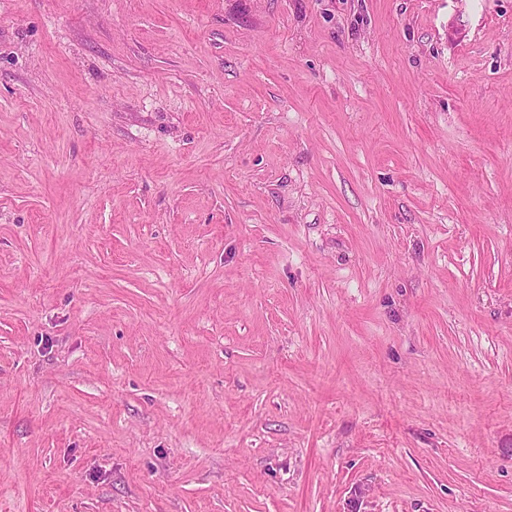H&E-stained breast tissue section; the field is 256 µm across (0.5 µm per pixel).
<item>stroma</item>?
Instances as JSON below:
<instances>
[{
    "mask_svg": "<svg viewBox=\"0 0 512 512\" xmlns=\"http://www.w3.org/2000/svg\"><path fill=\"white\" fill-rule=\"evenodd\" d=\"M0 512H512V0H0Z\"/></svg>",
    "mask_w": 512,
    "mask_h": 512,
    "instance_id": "1",
    "label": "stroma"
}]
</instances>
